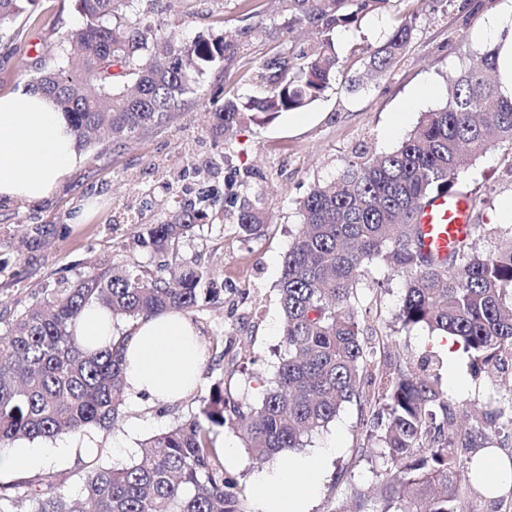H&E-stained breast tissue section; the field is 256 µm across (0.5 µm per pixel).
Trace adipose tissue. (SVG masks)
<instances>
[{"label":"adipose tissue","instance_id":"1","mask_svg":"<svg viewBox=\"0 0 512 512\" xmlns=\"http://www.w3.org/2000/svg\"><path fill=\"white\" fill-rule=\"evenodd\" d=\"M485 36L499 48L500 90L512 97V16L489 22ZM77 163L75 135L64 112L49 97L29 90L0 96V199L47 197ZM126 389L158 401L189 394L196 386L204 351L190 318L178 311L139 322L123 354ZM324 455L295 457L254 477L260 512H304L303 502L318 486ZM474 483L487 498L507 491L512 458L497 449L475 457Z\"/></svg>","mask_w":512,"mask_h":512}]
</instances>
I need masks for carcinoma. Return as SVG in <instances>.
Returning <instances> with one entry per match:
<instances>
[{
    "label": "carcinoma",
    "instance_id": "cac0c4a2",
    "mask_svg": "<svg viewBox=\"0 0 512 512\" xmlns=\"http://www.w3.org/2000/svg\"><path fill=\"white\" fill-rule=\"evenodd\" d=\"M83 26L63 35L54 55L60 65L31 82L65 113L76 142L90 134L120 143L168 124L173 111L198 94L208 70L229 63L240 43L216 34L190 43L172 35L158 52V31L134 12L140 0H75ZM274 32L278 50L259 64L262 91L224 98L211 113L212 130L230 133L259 114L276 118L319 99L344 73L348 57L336 44L341 29L360 25L392 0H287ZM34 0H0V24L25 15ZM433 15L467 0H421ZM416 13L395 17L386 39L354 45L350 55L384 77L410 51ZM82 62L73 78L64 63ZM502 149L512 175V98L499 91L496 52L476 53L448 91L445 104L422 114L417 126L390 151L354 153L336 180L318 184L298 201L301 223L283 258L277 284L283 314L279 366L261 404L234 399L224 382L213 383L200 413L143 444L120 467L94 462L84 494L36 490L13 504L16 512H250L239 482L224 467L215 428L237 431L249 455L282 461L307 446L350 403L367 413L373 428L358 443L387 449L392 467L379 488L380 512H459L471 487L476 448L507 446L512 436V392L491 400L468 431L457 425L459 406L436 373H421L394 360L392 336L376 330L381 312L355 300L362 288L380 295L384 269L404 277L397 317L454 338L473 363L491 373L512 370V229L489 228L479 218L484 193L465 173L491 145ZM465 200L470 233L438 259L424 248L417 215L433 197ZM208 213L178 207L147 224L138 243L161 258L155 265L113 263L81 274L67 287L34 300L6 322L0 334V447L18 440L81 437L115 425L128 400L121 351L136 321L175 309L193 312L215 300L211 272L174 259L173 246L206 223ZM272 222L268 210L243 199L237 213L242 241ZM504 236L488 252L477 240ZM93 305L112 320L130 322L110 346L83 347L75 325ZM218 357L236 361L234 339L210 337ZM372 499L356 491L334 512H373Z\"/></svg>",
    "mask_w": 512,
    "mask_h": 512
}]
</instances>
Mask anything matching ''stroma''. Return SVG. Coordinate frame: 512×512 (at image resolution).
I'll list each match as a JSON object with an SVG mask.
<instances>
[{
	"label": "stroma",
	"instance_id": "35a3bbf8",
	"mask_svg": "<svg viewBox=\"0 0 512 512\" xmlns=\"http://www.w3.org/2000/svg\"><path fill=\"white\" fill-rule=\"evenodd\" d=\"M512 10V0H470V19L456 11L420 16L406 58L384 78H365L358 91L333 82L323 96L298 112L270 122H246L231 138L210 132V114L226 95L257 90L261 61L273 45L256 37L231 63L208 71L198 97L189 99L172 122L148 129L120 144L95 142L77 152L75 169L48 197L34 201L0 200V333L5 321L46 290L72 282L90 266L104 262L152 264L153 252L137 243L144 225L160 222L183 203L205 201L214 223L197 228L174 247L177 260L200 261L211 269L224 294L218 302H200L190 315L201 339L222 330L248 340L236 364L206 354L199 386L172 402H127L116 428L95 429L91 455L52 453L44 473L53 474L66 494L83 492L91 460L120 466L139 456L145 440L197 414L209 386L224 380L231 394L259 404L273 377L281 341L282 313L275 285L288 244L300 225L295 203L317 183L336 179L357 146L378 152L395 149L423 112L443 105L448 80L460 73L475 51L492 48L483 30L490 17ZM140 11L181 40L237 34L247 26L269 23V0H142ZM82 17L75 0H35L27 16L0 27V96L27 85L44 61L45 50ZM501 151L491 148L474 163L470 176L489 188L481 223L512 226L501 203L512 198V178L499 165ZM257 196L273 221L261 236L240 242L237 206L231 194ZM31 224L45 225L42 247L29 250L19 238ZM442 386L460 385L456 404L485 410L490 396L504 393L502 382L474 373L466 353L441 357ZM365 427L356 405H346L327 429L314 435L306 454L334 448L307 512H332L354 490L375 491L391 467L386 449L358 452ZM216 447L231 448L228 469L238 490L252 499L251 479L260 464L249 456L239 435L218 429Z\"/></svg>",
	"mask_w": 512,
	"mask_h": 512
}]
</instances>
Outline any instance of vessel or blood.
<instances>
[{
    "mask_svg": "<svg viewBox=\"0 0 512 512\" xmlns=\"http://www.w3.org/2000/svg\"><path fill=\"white\" fill-rule=\"evenodd\" d=\"M418 222L426 247L439 255L446 254L449 246L468 230L465 204L458 198H434L421 209Z\"/></svg>",
    "mask_w": 512,
    "mask_h": 512,
    "instance_id": "vessel-or-blood-1",
    "label": "vessel or blood"
}]
</instances>
